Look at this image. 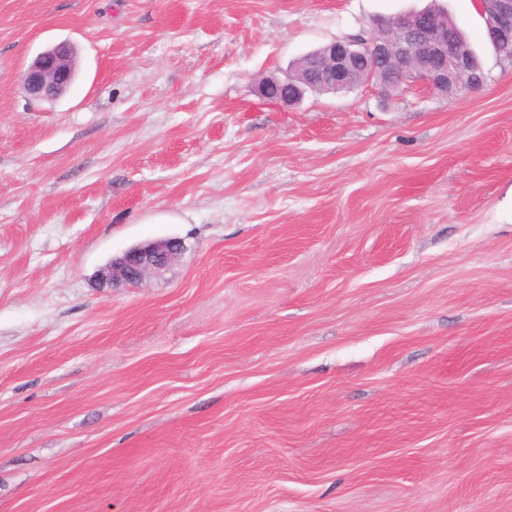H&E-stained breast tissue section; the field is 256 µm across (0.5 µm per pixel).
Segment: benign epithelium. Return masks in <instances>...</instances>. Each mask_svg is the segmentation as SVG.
<instances>
[{
    "label": "benign epithelium",
    "mask_w": 512,
    "mask_h": 512,
    "mask_svg": "<svg viewBox=\"0 0 512 512\" xmlns=\"http://www.w3.org/2000/svg\"><path fill=\"white\" fill-rule=\"evenodd\" d=\"M487 38L496 54L512 60V0H479ZM72 44L61 41L40 52L21 74L33 100H56L73 84ZM365 84L383 90L422 84L450 98L473 92L485 83L484 71L469 49L448 38V22L430 11L400 14L379 21L369 39L334 40L318 49L312 61L291 85L288 73L270 75L259 82V95L277 104L291 105L306 94V87L334 90L351 82L355 70ZM184 251L181 239L159 238L133 246L98 271L99 282L109 288L138 286L166 271Z\"/></svg>",
    "instance_id": "1"
}]
</instances>
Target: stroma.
Here are the masks:
<instances>
[{
	"label": "stroma",
	"instance_id": "obj_1",
	"mask_svg": "<svg viewBox=\"0 0 512 512\" xmlns=\"http://www.w3.org/2000/svg\"><path fill=\"white\" fill-rule=\"evenodd\" d=\"M429 2L0 0V512H512V63L475 0L438 2L480 91L256 92ZM72 44L61 41L40 52L21 74L33 100H56L73 84ZM289 85L294 89V94L291 92V90L288 91ZM279 86H284L286 88L285 91L281 93L272 92L274 88ZM258 92L259 95L266 100L288 106L301 100L306 94V89L302 88L296 83L288 84V72H285L281 75H270L264 77L259 82ZM183 251V242L177 237L159 238L130 247L113 255L108 265L99 269L98 280L109 288L141 285L166 271Z\"/></svg>",
	"mask_w": 512,
	"mask_h": 512
}]
</instances>
